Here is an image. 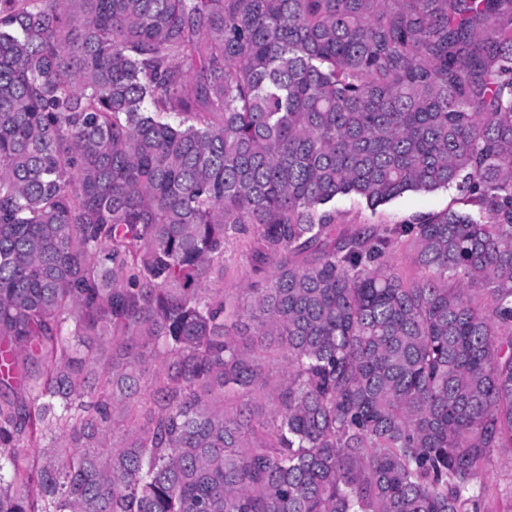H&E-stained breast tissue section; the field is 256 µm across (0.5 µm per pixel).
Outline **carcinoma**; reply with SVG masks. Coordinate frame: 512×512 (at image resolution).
Instances as JSON below:
<instances>
[{"mask_svg": "<svg viewBox=\"0 0 512 512\" xmlns=\"http://www.w3.org/2000/svg\"><path fill=\"white\" fill-rule=\"evenodd\" d=\"M248 224L270 272L232 305ZM0 360V512L477 508L512 447V0H0ZM453 192L440 190L432 194L407 192L374 211L355 196L336 198V224L341 230L354 232L365 225L404 224L416 216L444 210L453 204ZM252 231L229 239L224 248V278L213 282L210 288H224V297L236 300L244 296V288L255 280L256 275L250 260Z\"/></svg>", "mask_w": 512, "mask_h": 512, "instance_id": "1", "label": "carcinoma"}]
</instances>
